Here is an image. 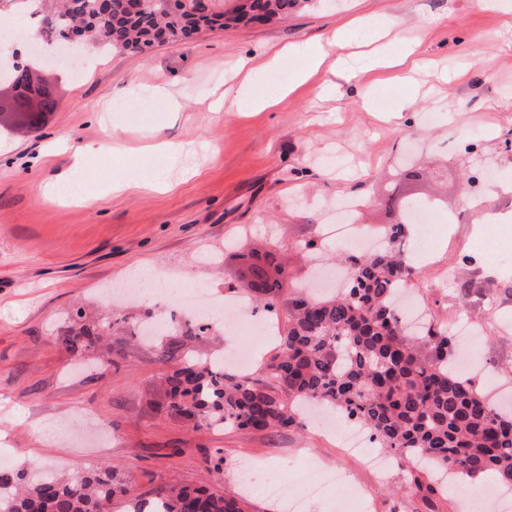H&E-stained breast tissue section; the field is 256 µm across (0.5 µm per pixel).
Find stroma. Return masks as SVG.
Wrapping results in <instances>:
<instances>
[{"mask_svg": "<svg viewBox=\"0 0 512 512\" xmlns=\"http://www.w3.org/2000/svg\"><path fill=\"white\" fill-rule=\"evenodd\" d=\"M372 17L412 46L410 65L337 79L332 61L363 56L377 35L361 29L339 45L333 35ZM300 43L323 45L327 61L275 107L214 111L217 98L235 93L227 80L234 66L245 63L272 87L300 64L282 49ZM276 54L280 62L268 67ZM56 88L58 105L40 128L0 124V451L14 470L71 475L117 464L131 493L113 498L108 512H128L132 500H153L169 484L236 495L244 512H289L240 483L244 470L261 483L289 467L293 490L322 487L304 512H357L360 493L370 512H466L473 498L461 480L431 509L405 485L411 461L379 476L345 454L336 443L345 421L333 433L311 425L208 429L168 409L162 381L175 365L159 360L154 344L111 340L76 357L65 342L77 316H138L141 304L100 294L136 287L127 275L136 266L162 272L169 288L249 294L252 278L239 260L247 251L287 261L276 298L286 313L295 285L311 280L300 256L306 245L322 256L353 251L325 238L329 210L365 199L354 228L383 239L397 220L385 206L396 186L432 215L453 218L431 224L412 256L414 304L448 330L460 314L476 322L468 353L483 368L479 384L512 390V222L483 224L464 213L470 178L482 170L484 197L496 212H512V0H315L285 22L114 52L80 75L57 76ZM368 90L379 95L377 109L361 101ZM110 140L125 146L133 177L152 162L145 145L177 146L164 186L112 191V161L100 156L89 159L93 179L81 185L98 193L93 205L44 195L78 147ZM465 287L472 293L464 299ZM484 289L494 291V306ZM230 343L249 344L265 362L277 352L246 330L208 336L197 348L210 357ZM105 357L114 366L102 376L94 366ZM336 471L346 482H329Z\"/></svg>", "mask_w": 512, "mask_h": 512, "instance_id": "1", "label": "stroma"}]
</instances>
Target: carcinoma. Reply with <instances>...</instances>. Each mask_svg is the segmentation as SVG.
<instances>
[{"instance_id": "obj_1", "label": "carcinoma", "mask_w": 512, "mask_h": 512, "mask_svg": "<svg viewBox=\"0 0 512 512\" xmlns=\"http://www.w3.org/2000/svg\"><path fill=\"white\" fill-rule=\"evenodd\" d=\"M206 13L173 11L146 3L136 12L127 0H111L103 14L99 0L42 3L40 20L57 34L107 41L117 50L141 51L155 43L191 39L195 26L209 29L227 22L284 20L312 0H246L229 11L213 6ZM50 97L33 105L22 102L26 125H40L54 110ZM406 220L391 225L388 247L374 255L350 259V288L342 295L313 298L302 291L288 302L280 352L265 364L266 376L229 373L199 355L196 344L212 330L208 324L178 326L161 344V356L181 366L165 377L169 409L207 428L226 425L252 431L293 428L303 406H327L370 431V438L399 460L422 459L408 488L428 506L443 496L445 476L472 480L492 476L512 490V414L494 408L485 396L448 362V332L431 324L421 336L405 331L394 297L414 273L401 248ZM257 279L253 291L263 307H276L282 288L281 266H250ZM77 328L67 349L76 355L95 350L105 336L124 329L126 318L87 323L76 313ZM0 512H106L112 497L127 492L116 467L107 465L68 478L50 472L27 483L19 472H0ZM151 512H244L231 494L202 488L168 487L157 493Z\"/></svg>"}]
</instances>
